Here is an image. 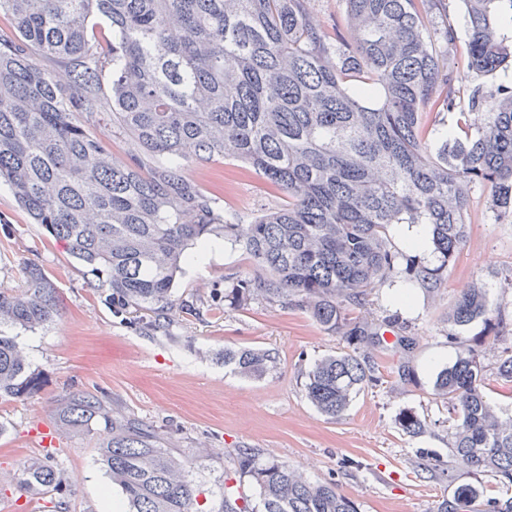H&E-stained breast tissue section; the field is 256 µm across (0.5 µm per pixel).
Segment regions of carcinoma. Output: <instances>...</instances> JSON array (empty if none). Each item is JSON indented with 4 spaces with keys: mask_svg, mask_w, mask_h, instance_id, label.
I'll list each match as a JSON object with an SVG mask.
<instances>
[{
    "mask_svg": "<svg viewBox=\"0 0 512 512\" xmlns=\"http://www.w3.org/2000/svg\"><path fill=\"white\" fill-rule=\"evenodd\" d=\"M352 41H334L306 0H0L17 38L0 39V179L32 221L68 245L70 255L123 309L159 315L173 306L180 262L212 236L240 245L252 270L224 290V301L252 300L305 310L326 332L368 350L384 342L361 316L365 289L415 282L428 293L445 282L467 237L472 192L491 190L496 219L512 220V85L487 91L483 79L512 64V0H460L468 19L465 108L455 98L449 49L457 33L432 31L424 17L443 0H339ZM97 16L112 30L89 31ZM496 99L483 111L486 94ZM453 124L431 137L430 115ZM136 141L139 152L112 156L97 131ZM238 161L287 202L248 224L230 222L186 175L193 164ZM424 224L422 250L395 248L389 226ZM24 287L0 288V327L32 330L58 317L57 287L40 267L23 266ZM509 315L477 280L448 310L454 363L436 376L448 403L452 458L474 476L512 487V418L486 399L490 378L512 383V348L489 371L464 334L480 321L477 345L498 341ZM224 364L261 377L268 351L224 350ZM374 380L367 356L336 353L308 374L305 393L336 417ZM14 337L0 332V399L36 393ZM63 427H102L100 461L129 512H198L192 463L164 447L139 421L112 414L97 395L62 402ZM406 434L426 430L399 413ZM224 478L219 512H357L332 482H314L274 458L240 448ZM20 489L66 491L52 457L25 468ZM479 488H459L438 512H461ZM482 512H512V496L489 498Z\"/></svg>",
    "mask_w": 512,
    "mask_h": 512,
    "instance_id": "cac0c4a2",
    "label": "carcinoma"
}]
</instances>
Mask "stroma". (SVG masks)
Masks as SVG:
<instances>
[{"label":"stroma","mask_w":512,"mask_h":512,"mask_svg":"<svg viewBox=\"0 0 512 512\" xmlns=\"http://www.w3.org/2000/svg\"><path fill=\"white\" fill-rule=\"evenodd\" d=\"M446 21L458 33L451 57L458 73L457 101L464 106L472 81L459 0H445L443 13L431 23ZM186 174L245 224L280 202L260 175L237 162L196 164ZM489 196L487 188L475 190L467 239L438 297L416 287L404 305L398 289H368L362 316L378 323L399 315L416 336L412 376L400 378V353L393 333H386L384 347L372 353L376 382L362 388L343 415L330 418L308 401L305 383L320 359L349 351L348 342L292 306L261 300L242 308L225 304L230 281L251 272L240 246L224 241L203 261L183 259L175 307L159 325H152L149 312L139 325L132 314L115 311L107 289L90 287V274L65 242L32 223L0 181V287H20L23 265H38L54 280L60 309L48 326L4 330L23 347L44 383L27 399L0 400V423L6 428L0 435V512H55L56 495L19 491L12 480L48 456L67 480L66 512H110L113 502L122 500L98 461L100 433L66 430L56 422L61 401L80 390L99 396L114 413L164 433L169 447L194 464L204 490L202 512H211L213 492L223 485L240 448L260 449L310 480L335 483L358 512H437L443 498L468 484L478 486L483 498L501 496L493 477H474L451 459L448 405L434 391L437 373L459 352L446 338L449 306L472 281L512 271V223L495 222ZM185 301L194 304V313L181 311ZM244 348L272 352L276 368L260 378L239 375L225 365L224 352ZM406 409L424 420L425 434L411 437L401 430L398 416ZM46 430L55 445H42Z\"/></svg>","instance_id":"1"}]
</instances>
